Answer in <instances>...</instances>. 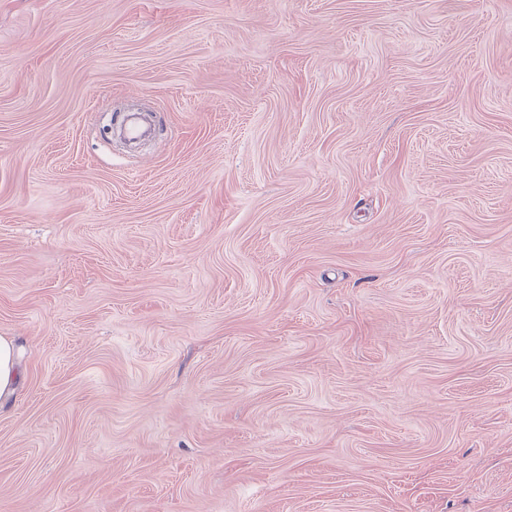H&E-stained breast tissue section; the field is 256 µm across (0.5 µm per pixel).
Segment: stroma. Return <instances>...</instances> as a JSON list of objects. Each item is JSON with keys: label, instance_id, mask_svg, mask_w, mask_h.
<instances>
[{"label": "stroma", "instance_id": "obj_1", "mask_svg": "<svg viewBox=\"0 0 512 512\" xmlns=\"http://www.w3.org/2000/svg\"><path fill=\"white\" fill-rule=\"evenodd\" d=\"M0 336V512H512V0H0ZM20 377L14 341L0 336V397L9 395Z\"/></svg>", "mask_w": 512, "mask_h": 512}]
</instances>
